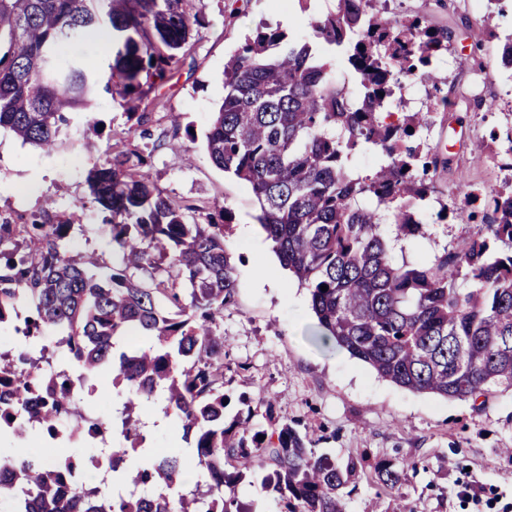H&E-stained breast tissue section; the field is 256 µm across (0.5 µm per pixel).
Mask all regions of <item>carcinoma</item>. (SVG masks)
I'll use <instances>...</instances> for the list:
<instances>
[{"mask_svg": "<svg viewBox=\"0 0 512 512\" xmlns=\"http://www.w3.org/2000/svg\"><path fill=\"white\" fill-rule=\"evenodd\" d=\"M193 0H0V129L51 148L71 114L97 94L137 96L159 90L194 48L200 25ZM310 33L291 39L260 26L224 66V98L213 113L206 149L212 163L246 183L283 268L304 284L320 328L318 339L364 362L403 389L446 399L512 390V183L456 210L485 224L488 236L444 251L430 262L397 263L380 231L381 212L399 236L418 233V209L434 192L439 165L420 149L431 113L386 122L393 85L421 76L438 91L429 57L451 35L420 19H386V0H333ZM107 35L116 41L110 78L66 56L74 43ZM339 49L354 83L338 84L323 47ZM364 148L384 161L363 176L352 166ZM147 157L122 137L87 175L94 201L112 224L118 265L107 279L101 258H78L63 245L70 225L33 220L0 224V324L29 299L22 343L0 351V436L47 440L34 453L0 452V502L9 512H243L224 488L246 472H265L263 486L286 500L287 512H343L341 490L358 469L341 468L308 445L312 439L274 417L256 429L252 413L227 417L224 395V308L236 279L224 249L220 208L207 223L188 222L203 207L166 195L150 182ZM466 271L470 287L458 284ZM328 290H321V286ZM141 342L114 352L116 341ZM75 360L74 376L55 366L57 352ZM99 380L125 398L103 421L67 386L97 390ZM161 393L165 413L181 423L190 445L179 457L156 449L127 473V483L153 493L108 495L75 477L76 464L51 441L58 425L68 438L100 440L116 430L126 445L112 449V472L145 436L136 401ZM264 440H258L259 436ZM203 480L192 488L184 474ZM385 489L400 481L390 463L374 466Z\"/></svg>", "mask_w": 512, "mask_h": 512, "instance_id": "cac0c4a2", "label": "carcinoma"}]
</instances>
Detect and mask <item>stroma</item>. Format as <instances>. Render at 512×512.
<instances>
[{
    "label": "stroma",
    "mask_w": 512,
    "mask_h": 512,
    "mask_svg": "<svg viewBox=\"0 0 512 512\" xmlns=\"http://www.w3.org/2000/svg\"><path fill=\"white\" fill-rule=\"evenodd\" d=\"M331 0H194L202 24L184 66L164 87L166 106L152 96H100L93 111L76 112L51 152L0 130V222L31 223L51 210L70 224L71 255L98 253L108 277L114 257L112 227L92 202L86 183L93 163L105 159L113 138L126 135L144 149L137 118L148 115L154 136L147 172L164 193L211 208H225L224 247L236 269L233 304L224 310V393L227 413L252 412L266 427L264 401L276 416L309 433L316 454L338 464L364 459L343 490L344 512H474L460 497L465 485L483 498L512 500V391L478 399L450 400L400 388L379 378L366 364L311 336L317 320L307 289L283 269L264 230L244 235L256 221L257 201L248 185L211 162L205 133L224 97V65L256 27L265 23L293 36L310 32L312 18ZM390 14L418 17L453 31L435 67L445 80L446 103L435 108L434 123L422 135L425 153L447 156L451 169L438 172L437 199L423 211L420 235L397 243L394 259H433L444 248L483 234L482 225L441 218V205L461 204L503 186L512 173L493 158L498 135L512 127V71L500 64L502 40L512 34V0H389ZM268 282L257 286L256 273ZM158 404L138 412L146 447L179 455V424L160 427ZM392 463L400 472L397 489L384 490L371 473ZM251 512H286L279 495L263 488L256 473L230 490Z\"/></svg>",
    "instance_id": "1"
}]
</instances>
